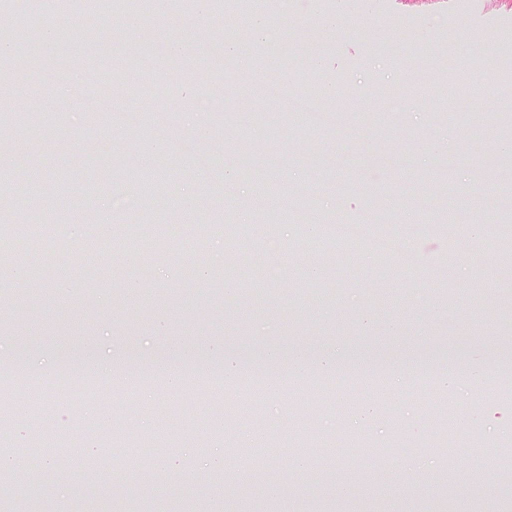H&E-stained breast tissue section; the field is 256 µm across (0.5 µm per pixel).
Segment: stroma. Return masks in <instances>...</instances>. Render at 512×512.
Here are the masks:
<instances>
[{"label":"stroma","mask_w":512,"mask_h":512,"mask_svg":"<svg viewBox=\"0 0 512 512\" xmlns=\"http://www.w3.org/2000/svg\"><path fill=\"white\" fill-rule=\"evenodd\" d=\"M31 0L0 7L5 44L32 41L20 21ZM278 39L253 42L251 57L306 95L304 65L323 83L331 122L283 113L252 97L209 109L204 129L185 114L222 92L237 56L224 50V17L205 0L189 14L155 0L150 13L118 17L69 13L56 45L38 51L37 68L73 55L69 77L20 88L13 111L37 113L44 127L0 142V217L43 222L61 243L51 266L41 249L22 250L23 277L0 287V363L18 377L64 381L97 358L125 373L168 370L217 374L225 359L246 376L282 378L261 400L228 393L216 401L185 386L167 391L113 387L108 404L46 388L36 428L16 422L27 388L0 389L7 447L37 455L51 435L60 460L19 462L0 512H512V487L497 465L512 448V396L493 377L512 375V272L486 236H459L451 213L468 225L487 211L512 222L501 191L512 175L486 165L512 143V0H263ZM359 28L346 34L347 26ZM155 64L128 81L130 100L116 109L99 82L135 53ZM466 98L449 99L455 83ZM468 112L469 125L459 122ZM166 113L187 152L164 150L152 115ZM246 167L233 194L224 172ZM486 175L476 203L460 202L470 173ZM147 186L138 208L116 205V185ZM312 195L327 220H386L409 236L410 261L369 252L333 259L302 247L297 225L272 221L284 201ZM263 198L267 211L241 210L237 199ZM111 217L116 232L139 224H201L194 237L165 238L162 249L125 241L99 262L85 249L94 226ZM238 225L241 262L228 270L213 257L223 225ZM279 240L267 248L268 234ZM281 274L265 277L266 266ZM140 289L128 297L129 284ZM342 373L386 369L404 381L384 415L356 418L342 397L371 400L353 381L326 389L319 374L327 348ZM454 374L448 400L451 438L439 434L438 392L416 379ZM107 406L109 416L95 411ZM257 413L265 445L236 454L249 419L229 422L227 406ZM313 446L296 464L303 440ZM376 450L361 453L359 444Z\"/></svg>","instance_id":"stroma-1"}]
</instances>
